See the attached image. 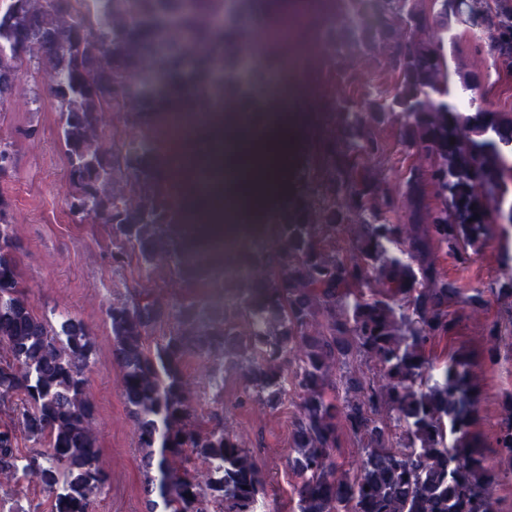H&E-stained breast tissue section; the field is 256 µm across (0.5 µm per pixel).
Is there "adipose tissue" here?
<instances>
[{
  "label": "adipose tissue",
  "mask_w": 512,
  "mask_h": 512,
  "mask_svg": "<svg viewBox=\"0 0 512 512\" xmlns=\"http://www.w3.org/2000/svg\"><path fill=\"white\" fill-rule=\"evenodd\" d=\"M306 135L304 117L293 112L261 136L225 131L219 119L210 128L208 151H200L190 133L172 138L165 171L181 181L185 210L197 228L221 235L231 215L248 213L267 223L288 204L285 175Z\"/></svg>",
  "instance_id": "obj_1"
}]
</instances>
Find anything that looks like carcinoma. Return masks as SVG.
<instances>
[{"label": "carcinoma", "mask_w": 512, "mask_h": 512, "mask_svg": "<svg viewBox=\"0 0 512 512\" xmlns=\"http://www.w3.org/2000/svg\"><path fill=\"white\" fill-rule=\"evenodd\" d=\"M267 0H0V102L16 93L21 67H37L62 119L58 138L69 166L72 213L112 226V260L130 255L161 262L187 283L210 270L193 261L199 245L180 219L179 189L157 163L154 115L177 91L199 112L222 99L264 134L273 113L263 107L280 54L259 48V64L240 75L251 26ZM345 0L339 19L321 27L331 61L352 52L389 49L400 77L389 98L359 107L338 104L336 136L313 135L303 178L321 176V204L297 195L265 232L269 246L235 254L247 266L236 302L205 308L197 296L165 299L128 290L106 310L122 394L134 422L145 512H254L265 476L238 436L203 428L190 396L188 361L219 350L210 375L224 389V364L243 370L251 394L270 408L288 395L295 363L299 415L291 433L299 512H498L492 488L501 472L484 448L512 463V400L490 443L479 419L472 359L459 352L428 384L425 349L450 333L448 303L462 288L441 275L434 255L471 250L504 235L491 223L497 189L512 202V113L486 107L491 82L465 84L469 107L453 93L444 42L429 29L465 24L488 45L497 75H512V0ZM112 42V56L79 40L83 24ZM120 112L140 136L104 148L108 111ZM402 122L421 159L405 181L407 222L392 217L395 197L362 159L385 152L373 123ZM10 199L0 194V477L18 495L36 482L50 512H94L107 475L87 391L92 339L66 314L52 325L35 314L20 281ZM356 221L353 255L341 258L336 235ZM156 341L151 336L163 327ZM369 359L378 379L361 381L350 366ZM340 397L331 401L326 391ZM364 455L355 474L338 471V431ZM32 442L19 447L20 437Z\"/></svg>", "instance_id": "carcinoma-1"}]
</instances>
